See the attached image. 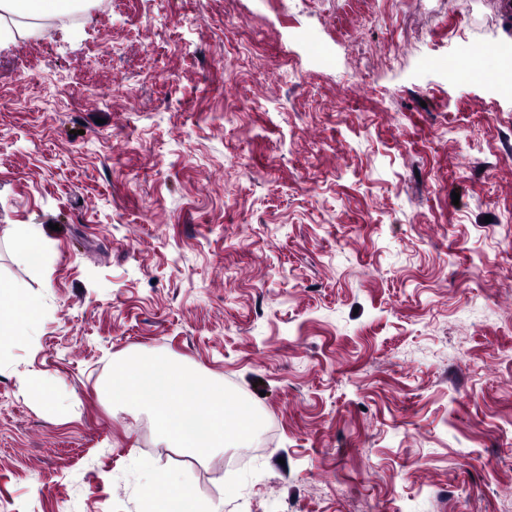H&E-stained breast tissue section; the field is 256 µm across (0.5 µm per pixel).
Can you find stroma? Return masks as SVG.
I'll return each mask as SVG.
<instances>
[{"instance_id": "obj_1", "label": "stroma", "mask_w": 512, "mask_h": 512, "mask_svg": "<svg viewBox=\"0 0 512 512\" xmlns=\"http://www.w3.org/2000/svg\"><path fill=\"white\" fill-rule=\"evenodd\" d=\"M0 43V512H139L152 471L224 512L512 502V55L499 0H85ZM68 83L86 84L73 99ZM37 225L50 261L10 246ZM156 351L267 424L203 460L113 411ZM51 381L46 413L23 381ZM13 303L0 302V335L2 336H31L33 329V315L26 318L23 322H18L10 318L7 314L10 312Z\"/></svg>"}]
</instances>
